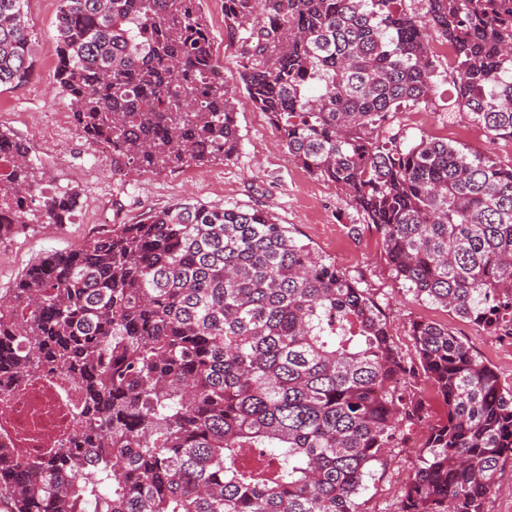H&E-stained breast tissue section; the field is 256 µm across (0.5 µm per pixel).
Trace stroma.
Segmentation results:
<instances>
[{"label":"stroma","instance_id":"obj_1","mask_svg":"<svg viewBox=\"0 0 512 512\" xmlns=\"http://www.w3.org/2000/svg\"><path fill=\"white\" fill-rule=\"evenodd\" d=\"M197 8L207 20L213 50L224 63V78L233 91L239 151L228 161L123 175L113 172L111 151H100L98 143L80 134L68 100L56 91V63L49 42L55 33L58 0H29V26L39 49L35 73L20 87L0 89V130L25 140L34 164L51 177L54 188L77 190L80 204L71 223H33L0 243V293L12 288L47 253L79 248L101 232L100 213L106 204L115 224L135 223L149 211L186 198L261 208L287 225L301 243L351 274L363 276L365 288L385 311L392 338L403 353L412 351L411 321H432L447 326L494 367L504 385H512V338L475 335L471 322L439 305L415 299L393 277L375 229L364 226L339 189L310 176L289 156L287 148L278 145L268 118L239 88L240 56L224 34L220 0H198ZM435 97V107L400 113L408 140L445 138L512 166V144H490L465 113L450 111L447 81H438ZM420 449L417 443L392 449L383 463L373 466L357 499L360 512H394Z\"/></svg>","mask_w":512,"mask_h":512}]
</instances>
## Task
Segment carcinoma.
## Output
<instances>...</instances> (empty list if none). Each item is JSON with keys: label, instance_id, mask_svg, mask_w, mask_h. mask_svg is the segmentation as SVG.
Here are the masks:
<instances>
[{"label": "carcinoma", "instance_id": "obj_1", "mask_svg": "<svg viewBox=\"0 0 512 512\" xmlns=\"http://www.w3.org/2000/svg\"><path fill=\"white\" fill-rule=\"evenodd\" d=\"M196 0H59L58 89L112 168L230 160L240 137ZM237 83L314 178L374 228L395 279L512 336V168L440 140H400L434 105L427 30L453 47L454 102L512 143V0H225ZM28 0H0V87L33 75ZM0 131V243L64 224ZM336 263L268 210L179 203L50 253L0 298V387L52 359L84 391L81 446L30 465L0 447V512H360L371 466L428 426L396 512H485L512 464V388L447 327L410 322L414 356Z\"/></svg>", "mask_w": 512, "mask_h": 512}]
</instances>
